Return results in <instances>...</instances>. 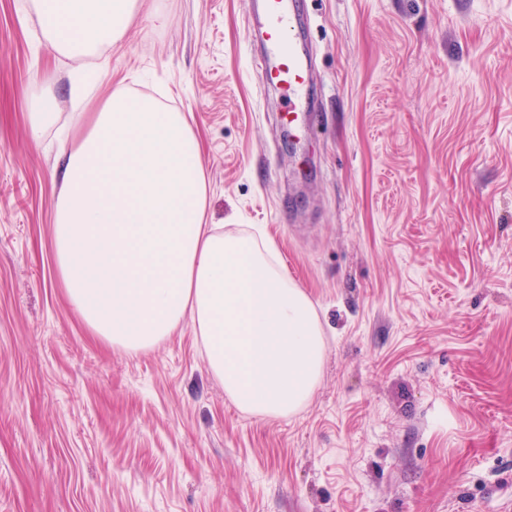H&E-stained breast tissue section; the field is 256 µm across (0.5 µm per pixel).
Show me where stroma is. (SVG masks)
Returning a JSON list of instances; mask_svg holds the SVG:
<instances>
[{"mask_svg":"<svg viewBox=\"0 0 512 512\" xmlns=\"http://www.w3.org/2000/svg\"><path fill=\"white\" fill-rule=\"evenodd\" d=\"M254 7L140 0L81 94L0 0V512H512V0H303L297 134L252 79ZM120 81L187 115L211 223L261 228L314 303L297 414L239 411L190 325L129 352L70 305L57 130ZM57 107V97L51 85L45 84L31 96L29 112L30 135L34 141L40 139L50 123Z\"/></svg>","mask_w":512,"mask_h":512,"instance_id":"1","label":"stroma"}]
</instances>
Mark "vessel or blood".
Returning a JSON list of instances; mask_svg holds the SVG:
<instances>
[{"instance_id":"b4317fda","label":"vessel or blood","mask_w":512,"mask_h":512,"mask_svg":"<svg viewBox=\"0 0 512 512\" xmlns=\"http://www.w3.org/2000/svg\"><path fill=\"white\" fill-rule=\"evenodd\" d=\"M302 26L299 0H260L246 22L248 33L262 39V51L254 61L257 80L280 91L281 120L288 126L307 112L313 90L309 64L313 47L302 39Z\"/></svg>"}]
</instances>
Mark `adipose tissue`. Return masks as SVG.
<instances>
[{"label":"adipose tissue","instance_id":"ef3b65f1","mask_svg":"<svg viewBox=\"0 0 512 512\" xmlns=\"http://www.w3.org/2000/svg\"><path fill=\"white\" fill-rule=\"evenodd\" d=\"M43 44L80 62L120 42L137 0H22ZM206 173L186 116L114 85L66 154L53 258L70 304L128 351L190 323L211 373L245 414L301 410L321 375L317 310L260 232L206 221Z\"/></svg>","mask_w":512,"mask_h":512}]
</instances>
